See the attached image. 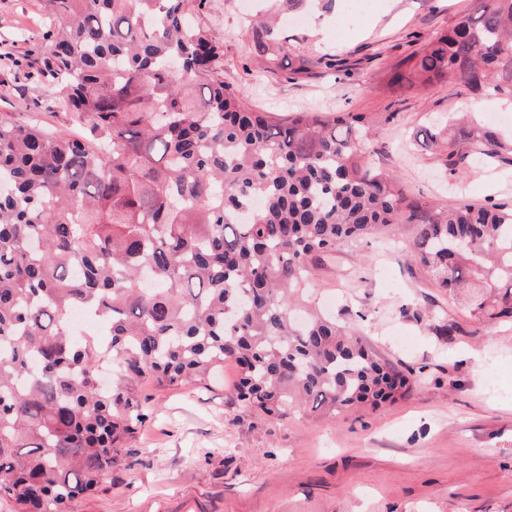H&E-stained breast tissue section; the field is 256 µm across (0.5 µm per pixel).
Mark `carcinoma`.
<instances>
[{"label":"carcinoma","mask_w":512,"mask_h":512,"mask_svg":"<svg viewBox=\"0 0 512 512\" xmlns=\"http://www.w3.org/2000/svg\"><path fill=\"white\" fill-rule=\"evenodd\" d=\"M42 2L38 72L91 139L0 116V499L15 512H68L99 489L146 420L143 383L230 363L237 404L274 419L406 395L411 374L361 332L315 308L295 317L318 260L393 224L414 225L411 260L432 285L512 319V208L407 195L374 165L363 113L248 108L198 22L211 0ZM276 24L247 28L263 72L336 67L292 60ZM410 61L425 81L512 102V0H481ZM441 161L457 176L512 169V148L469 129ZM75 309L108 327V347L73 338Z\"/></svg>","instance_id":"obj_1"}]
</instances>
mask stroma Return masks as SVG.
Listing matches in <instances>:
<instances>
[{"label":"stroma","mask_w":512,"mask_h":512,"mask_svg":"<svg viewBox=\"0 0 512 512\" xmlns=\"http://www.w3.org/2000/svg\"><path fill=\"white\" fill-rule=\"evenodd\" d=\"M334 0L330 23L284 22L292 54L329 52L338 65L285 81L257 74L243 26V0H213L207 23L224 42V82L256 110L354 112L375 122L377 165L405 191L449 207L465 202L512 205V173L472 170L462 193L448 189L435 150L419 137L429 119L479 99L500 105L459 80L423 82L409 56L458 20L477 0ZM40 0H0V115L34 121L74 137L71 113L49 112L50 91L29 55L38 35ZM405 79L393 83L395 73ZM414 227L393 225L387 243L373 239L327 254L312 284L337 319L360 326L378 354L412 369L409 397L379 410L335 416L293 413L271 420L244 412L230 396L232 365L206 383L140 387L149 415L126 445L99 494L72 512H512V324L475 319L430 285L406 255ZM459 323L436 335L433 311Z\"/></svg>","instance_id":"1"}]
</instances>
